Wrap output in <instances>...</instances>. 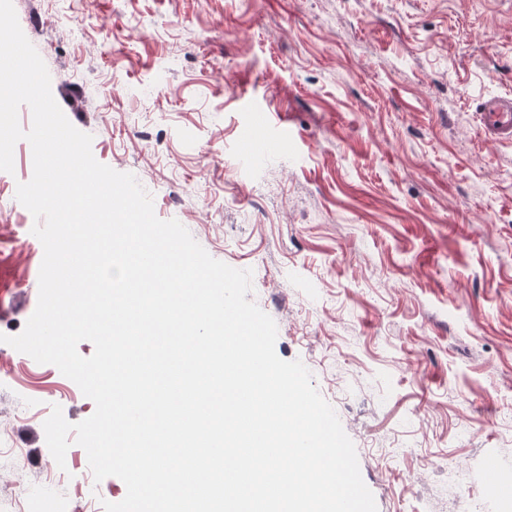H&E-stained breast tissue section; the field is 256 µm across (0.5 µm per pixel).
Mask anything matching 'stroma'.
I'll list each match as a JSON object with an SVG mask.
<instances>
[{
	"mask_svg": "<svg viewBox=\"0 0 512 512\" xmlns=\"http://www.w3.org/2000/svg\"><path fill=\"white\" fill-rule=\"evenodd\" d=\"M52 94L97 161L163 220L252 270L275 350L353 441L377 512H512V0H19ZM0 171V334L22 332L44 250ZM94 402L0 343V512H104L126 486L60 470L53 406ZM459 467L467 480L454 484ZM481 135L494 142H512V97L496 96L486 100L479 113Z\"/></svg>",
	"mask_w": 512,
	"mask_h": 512,
	"instance_id": "1",
	"label": "stroma"
}]
</instances>
